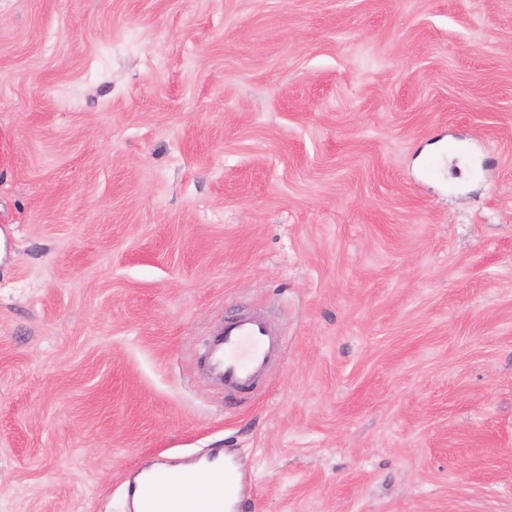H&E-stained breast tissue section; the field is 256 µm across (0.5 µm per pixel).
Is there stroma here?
Returning a JSON list of instances; mask_svg holds the SVG:
<instances>
[{
  "label": "stroma",
  "instance_id": "obj_1",
  "mask_svg": "<svg viewBox=\"0 0 512 512\" xmlns=\"http://www.w3.org/2000/svg\"><path fill=\"white\" fill-rule=\"evenodd\" d=\"M0 238V512H512V0H0ZM279 352L277 334L264 318H230L208 341L205 370L224 381L227 391L243 393L259 382ZM172 484H158L151 476L128 489L131 509L136 512H177L179 501L187 494L197 501L195 512H226L229 498L239 496L240 483L234 468L224 472V494H210L201 491L189 477L178 476L171 479Z\"/></svg>",
  "mask_w": 512,
  "mask_h": 512
}]
</instances>
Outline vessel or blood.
<instances>
[{"instance_id":"b4317fda","label":"vessel or blood","mask_w":512,"mask_h":512,"mask_svg":"<svg viewBox=\"0 0 512 512\" xmlns=\"http://www.w3.org/2000/svg\"><path fill=\"white\" fill-rule=\"evenodd\" d=\"M279 352L277 334L264 318H231L210 337L205 370L222 380L227 391L243 393L259 382ZM239 492L240 483L231 468L224 472V491L220 494L201 491L185 476L173 478L168 486L148 476L129 488L128 498L135 503L136 512H177L179 501L188 495L197 501L196 512H226L227 500L237 497Z\"/></svg>"}]
</instances>
